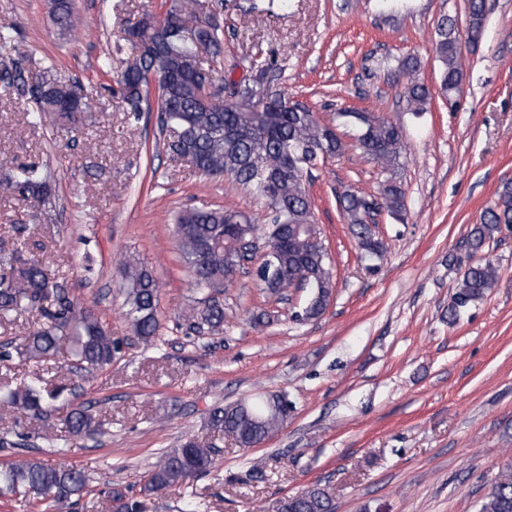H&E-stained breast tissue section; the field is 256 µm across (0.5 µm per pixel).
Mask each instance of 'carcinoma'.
<instances>
[{
	"mask_svg": "<svg viewBox=\"0 0 512 512\" xmlns=\"http://www.w3.org/2000/svg\"><path fill=\"white\" fill-rule=\"evenodd\" d=\"M50 14L62 32L73 29L76 17L72 0H49ZM163 24L147 15L127 28L128 41L136 56L121 73L118 84L130 111L140 115L148 100L151 72L158 82L159 127L170 153L182 155L197 170L208 175H228L244 189L265 201L267 226L238 211L224 209H186L176 218V235L181 255L188 266L192 288L200 297L186 308L183 319L197 333L224 330V302L210 295V289L233 281L250 260L244 242L263 237L273 253V262L259 269L262 286L279 292L297 281H307L311 295L302 312L301 322L320 318L333 288V273L326 261L314 221L306 179L316 161L343 153V142L335 126L323 123L308 106L272 90L268 80L270 67L254 66L251 80L238 85L240 100L224 103L218 95L208 106L199 102L202 82L199 49L214 55L223 52L219 35V16H197L192 4H172L159 13ZM486 21V0H468V38L479 39ZM434 53L440 62L439 91L446 100L456 101L460 92L461 47L454 20L444 17L436 28ZM400 69L407 75L406 109L419 114L426 111L431 91L422 81L418 60L406 57ZM29 97L35 110L26 111L32 122L47 115L64 126L74 127L78 115L89 108L88 95L75 82L38 75ZM339 119H354L359 134V149L367 159L389 173L381 190L379 210L395 220H404L405 191L396 177L403 151V135L391 121L364 112H340ZM0 167L11 172L5 186L14 195L43 205L49 195L46 177L37 165L11 167L8 159ZM370 197L351 189L337 195L344 218L356 238L360 257L372 261L384 245L373 236L369 215ZM512 226V183L503 184L494 204L486 208L479 223L472 225L467 237L470 250L478 252L494 238L501 226ZM128 315L139 339L150 344L159 331L157 315L159 286L148 266L133 255L120 261ZM498 269L490 261L468 268L458 282L448 307L450 316L482 299L495 285ZM33 311L39 316L37 326L24 338L23 347L10 351V344L0 346V366L9 367L13 355L37 363L53 357L59 343L71 344V355L81 369H93L112 363L120 350L119 342L90 310L78 307L71 298L67 282L52 273L44 260L25 259L17 249L0 246V318ZM56 394L41 386L35 377L24 385L0 387V399L44 422L50 418L49 402ZM291 411L279 394L259 396L214 409L210 428L250 448L271 438L288 423ZM67 434L47 433L52 442L51 459L21 458L0 467V497L17 496L28 501H50L63 506L82 493L88 476L79 467L60 463L72 439L103 433L102 425L81 405L65 419ZM30 435L9 431L0 437L4 448H23ZM215 451L211 446L186 439L180 447L162 455L147 475L143 491L153 493L170 485L190 480L207 471ZM283 512H332L325 489L313 485L288 496ZM480 512H512V470L502 472Z\"/></svg>",
	"mask_w": 512,
	"mask_h": 512,
	"instance_id": "carcinoma-1",
	"label": "carcinoma"
}]
</instances>
